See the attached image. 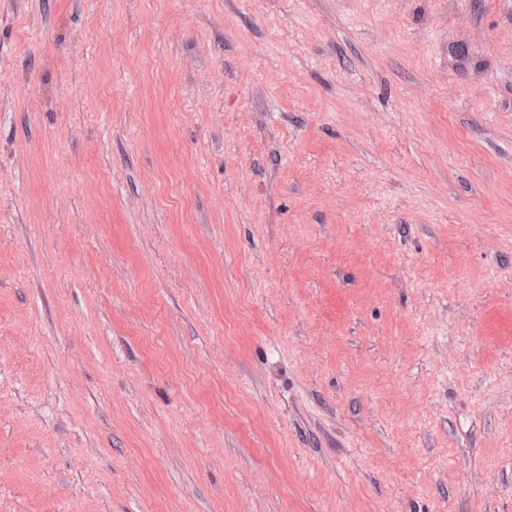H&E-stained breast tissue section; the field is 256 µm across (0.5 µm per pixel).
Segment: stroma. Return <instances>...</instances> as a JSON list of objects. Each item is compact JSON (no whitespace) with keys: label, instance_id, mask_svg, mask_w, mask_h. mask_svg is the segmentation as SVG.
<instances>
[{"label":"stroma","instance_id":"35a3bbf8","mask_svg":"<svg viewBox=\"0 0 512 512\" xmlns=\"http://www.w3.org/2000/svg\"><path fill=\"white\" fill-rule=\"evenodd\" d=\"M0 512H512V0H0Z\"/></svg>","mask_w":512,"mask_h":512}]
</instances>
